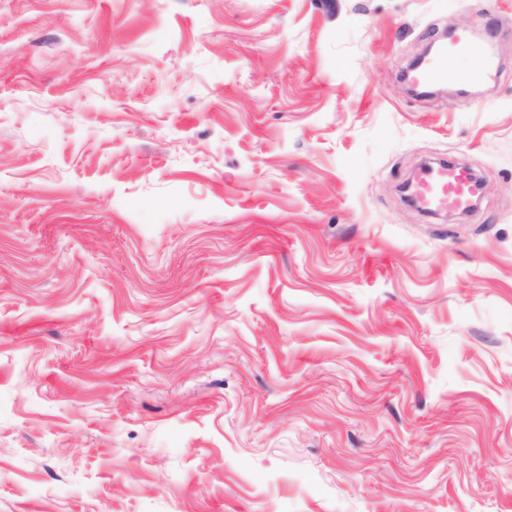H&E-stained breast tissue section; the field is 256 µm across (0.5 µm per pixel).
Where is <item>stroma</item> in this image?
<instances>
[{"instance_id": "stroma-1", "label": "stroma", "mask_w": 512, "mask_h": 512, "mask_svg": "<svg viewBox=\"0 0 512 512\" xmlns=\"http://www.w3.org/2000/svg\"><path fill=\"white\" fill-rule=\"evenodd\" d=\"M0 512H512V0H0ZM457 52H464L481 59L483 62L481 68L466 74H460L448 69V56ZM485 56L486 47L483 42L471 40L466 34H460L456 40L448 42L438 50L434 61L429 66L407 73L406 79L410 84L418 88L447 82L448 80L465 82L481 81L488 77L491 72V65L486 61ZM415 185L424 210L428 213L465 207L472 193L469 180L458 168L448 166L447 160L424 168Z\"/></svg>"}]
</instances>
